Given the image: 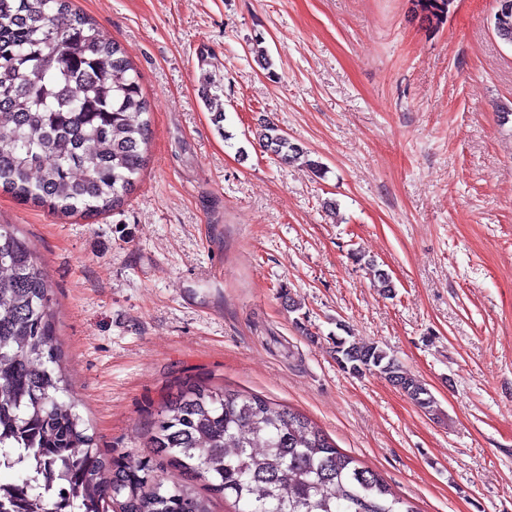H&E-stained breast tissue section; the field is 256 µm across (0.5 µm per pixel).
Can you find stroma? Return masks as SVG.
<instances>
[{"instance_id":"35a3bbf8","label":"stroma","mask_w":512,"mask_h":512,"mask_svg":"<svg viewBox=\"0 0 512 512\" xmlns=\"http://www.w3.org/2000/svg\"><path fill=\"white\" fill-rule=\"evenodd\" d=\"M73 3L138 71L146 166L97 218L0 192V224L54 285L100 448L150 456L151 419L191 376L304 414L418 512H512V47L491 0H454L434 28L410 0ZM269 122L323 172L263 152ZM341 324L436 412L344 372Z\"/></svg>"}]
</instances>
